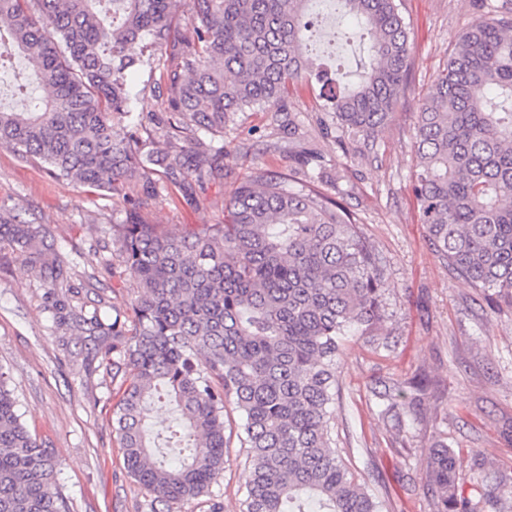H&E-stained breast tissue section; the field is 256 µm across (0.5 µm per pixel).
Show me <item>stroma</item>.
<instances>
[{"label": "stroma", "mask_w": 512, "mask_h": 512, "mask_svg": "<svg viewBox=\"0 0 512 512\" xmlns=\"http://www.w3.org/2000/svg\"><path fill=\"white\" fill-rule=\"evenodd\" d=\"M411 48L407 87L374 148L341 140L332 110L313 74L291 88L284 111L237 113L224 128V175L194 184L192 202L177 187L148 194L137 179L126 198L142 200L154 224L197 226L224 221V199L244 173L262 167L301 176L288 125L296 123L332 179L321 191L343 198L383 258L389 288L385 318L373 335L350 337L336 392L335 438L362 482L390 512H435L424 488L436 440L461 449L464 468L482 464L512 485V305L491 302L435 256L412 190L411 149L419 99L444 67L464 29L492 5L512 0H397ZM318 23L306 53L313 64L341 63L340 85L357 81L366 60L359 37L347 34L334 5L310 7ZM130 105L145 126L162 115L148 68L127 79ZM124 200L58 183L44 164L0 147V214L48 225L62 253L98 246L91 271L76 267L70 298L84 312L111 315L135 297L104 238L124 217ZM50 281L9 247L0 248V363L12 372L18 413L58 462L72 512H141L143 495L129 477L112 433V354L94 350L87 334L59 324ZM433 382L405 433L382 416L377 397L414 376ZM224 477L212 492L224 512L245 497L237 449L225 455Z\"/></svg>", "instance_id": "35a3bbf8"}]
</instances>
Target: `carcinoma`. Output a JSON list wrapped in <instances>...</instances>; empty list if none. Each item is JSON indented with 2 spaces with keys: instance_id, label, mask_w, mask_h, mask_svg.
Here are the masks:
<instances>
[{
  "instance_id": "cac0c4a2",
  "label": "carcinoma",
  "mask_w": 512,
  "mask_h": 512,
  "mask_svg": "<svg viewBox=\"0 0 512 512\" xmlns=\"http://www.w3.org/2000/svg\"><path fill=\"white\" fill-rule=\"evenodd\" d=\"M312 0H191L194 37L178 36L175 0H0V65L22 55L43 96L0 109V147L37 158L60 182L125 197L162 168L181 187L224 176V126L246 110L281 111L307 70ZM369 37L359 82L317 76L342 135L375 141L404 92L407 26L396 0H342ZM156 64L168 96L163 152L133 115L127 73ZM413 190L436 256L457 276L512 305V8L490 9L459 37L418 105ZM308 182L262 168L224 200V223L151 224L141 204L109 228L123 273L137 283L129 314L105 322L70 309L73 265L45 224L0 215V245L63 289L56 307L99 341L112 339V428L142 512L212 496L224 474L233 413L246 449L240 512H383L332 447L344 337L385 317L382 261L360 225ZM423 379L384 393L402 431ZM167 397L181 431L158 445L148 404ZM0 365V512H70L54 457L21 422ZM425 486L436 512H475L483 487L442 440Z\"/></svg>"
}]
</instances>
